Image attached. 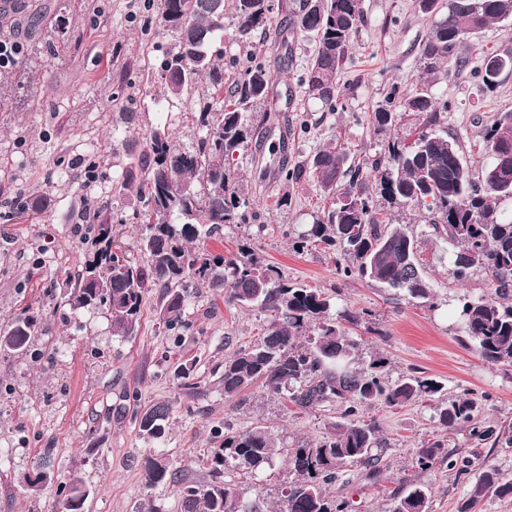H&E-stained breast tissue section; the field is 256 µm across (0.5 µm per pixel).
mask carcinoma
Segmentation results:
<instances>
[{"label":"carcinoma","mask_w":512,"mask_h":512,"mask_svg":"<svg viewBox=\"0 0 512 512\" xmlns=\"http://www.w3.org/2000/svg\"><path fill=\"white\" fill-rule=\"evenodd\" d=\"M267 2L234 0L240 37L268 34ZM160 5L164 24L179 35L176 51L162 66L167 93L181 96L204 75L217 90H227V100L219 107L207 102L200 108L197 122L202 135L191 150L178 147L164 129H155L146 138L121 184L124 194L139 202L133 219L139 225L136 245L146 263L138 264L126 251L114 249L113 228L128 223L126 216L98 215L92 250L70 289L68 304L75 311L102 308L113 331L123 336L137 333L144 297L151 288L162 291L157 317L174 336L184 335L193 326L186 313L191 288H206L242 309L255 308L269 315L270 325L256 343L224 359L219 376L224 397L232 401L260 387L270 396L288 394L302 409L334 406L337 420L321 440L290 449L283 448L266 426L245 431L217 428L212 432L215 447L208 481L188 482L167 458L150 454L142 462L146 485L177 487L180 512H262L257 503H241L235 485L224 481V469L233 462L256 472L283 455L296 479L282 491L277 512H348L347 501L330 494L328 486L338 481L344 466L378 469L377 449L383 438L379 425L366 418L368 408L376 403L401 407L434 400L438 423L453 429L473 422L482 404L465 392L437 401L441 385L413 371L392 380L389 361L378 352L363 367H351L359 344L347 336L344 324L360 323L366 312L347 308L331 315L330 299L320 289L286 279L249 242L230 258L195 246L225 224H248L254 217L227 164L255 135L245 107L266 96L270 76L255 63L224 87V52L211 46L214 31L224 27L226 0H160ZM290 15L318 39L302 83L308 94L333 111L336 74L352 46L359 0H296ZM510 16L512 0H449L448 15L435 26L423 49L428 67L449 58L467 34ZM509 70L512 55L506 54L485 55L477 67L487 87ZM404 108L425 114L432 130L419 133L409 143H389L387 156L374 160L372 169L380 195L388 203L406 206L429 201L434 205L428 230L419 234L404 224L380 223L359 182V171L344 168L345 154L325 147L314 154L312 169L322 189L334 196L333 208L324 220L307 225L294 249L300 252L322 243L339 252V274L429 299L431 288L419 262L422 245L432 236L452 244L456 248L454 278L462 281L471 269L481 268L494 288L492 297L463 299L461 316L468 336L483 361L511 367L512 218L501 216L497 203L512 198V112L501 114L486 132L491 163L475 174L463 165L457 143L433 130L440 119L429 96L418 94ZM346 176L348 186L336 192ZM36 326L34 316L24 312L16 316L0 331V349L25 351ZM174 377L181 389L200 394L194 365H177ZM132 416L140 435L157 443L169 432L173 409L165 402L135 403ZM444 460L438 442L416 452L422 470ZM57 491L63 512H85L89 490L78 473H70ZM492 495L512 497V480L488 468L457 512H481L480 504ZM431 498L429 485L403 483L391 492L385 512H428Z\"/></svg>","instance_id":"obj_1"}]
</instances>
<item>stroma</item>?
Here are the masks:
<instances>
[{
  "mask_svg": "<svg viewBox=\"0 0 512 512\" xmlns=\"http://www.w3.org/2000/svg\"><path fill=\"white\" fill-rule=\"evenodd\" d=\"M24 3L27 12L40 14V22L0 19V39L23 46L13 65L0 68V328L24 311L37 315L39 324L27 351L0 350V512H62L54 490L34 496L24 486L42 457L55 476L80 472L89 489L85 512H180L174 487L144 484L141 462L152 443L131 417L106 419L123 395L137 394L145 405L173 403V425L161 450L184 477L199 482L209 478L213 428L265 425L293 448L322 439L336 411L304 410L288 398L257 393L237 411L225 401L214 370L233 349L263 335L267 314L202 292L188 301L192 332L176 337L156 317L161 291L154 288L145 296L138 333L118 336L101 310L75 312L66 304L91 244L90 227L81 218L86 205L132 213L120 190L130 165L125 141H142L165 127L177 145L192 148L200 135L196 114L217 96L203 78L188 94L165 96L161 65L175 51L177 35L163 25L159 0ZM285 3L275 0L266 39L242 42L230 10L213 36V49L224 54L225 82L259 62L271 83L253 110L257 137L230 161L264 229L228 224L204 247L225 256L254 239L266 263L288 280L321 289L333 310L371 311V324L348 328L362 357L383 352L391 377L414 370L441 382L448 395L467 391L481 400L474 424L453 430L439 425L429 403L373 405L367 415L387 442L379 451L378 474L348 465L331 488L350 512H384L391 491L416 480L432 488L430 512H457L487 467L512 478V444L505 441L512 433V367L482 361L460 317L461 297L491 295L485 273L475 269L465 281L456 280L452 246L428 241L421 268L433 297L425 302L343 277L335 254L322 246L297 253L292 244L333 202L309 169L317 149L336 143L348 165L370 169L389 141L413 140L423 128L424 114L402 109L417 94L435 103L466 167L477 171L489 164L484 134L501 113L512 111V71L489 90L476 61L488 53L512 54V19L469 34L454 50V64L429 69L422 50L447 16L448 0H436L429 10L422 0H359L352 48L336 75L339 107L330 112L301 83L316 39L290 24ZM394 108L402 110L401 121L377 129L374 112ZM284 160L305 167L300 181L283 185L278 167ZM284 195L290 203L282 208L278 200ZM18 198L26 203L25 213L11 205ZM372 325L384 340L371 337ZM186 361L194 363L200 385L194 396L180 390L173 376ZM436 441L445 461L418 469V448ZM224 478L246 505L261 496L275 504L292 481L281 459L253 475L230 465Z\"/></svg>",
  "mask_w": 512,
  "mask_h": 512,
  "instance_id": "obj_1",
  "label": "stroma"
}]
</instances>
